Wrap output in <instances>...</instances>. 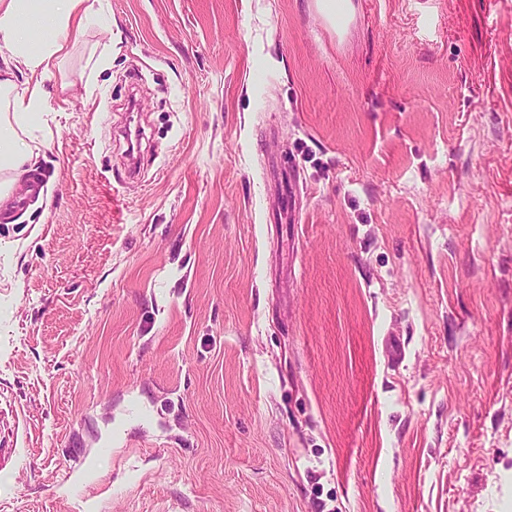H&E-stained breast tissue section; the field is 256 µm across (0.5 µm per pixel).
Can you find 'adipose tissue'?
<instances>
[{"instance_id":"1","label":"adipose tissue","mask_w":512,"mask_h":512,"mask_svg":"<svg viewBox=\"0 0 512 512\" xmlns=\"http://www.w3.org/2000/svg\"><path fill=\"white\" fill-rule=\"evenodd\" d=\"M96 13L93 0H0V49L9 53L0 69V201L37 155L26 138L47 110L43 79L67 53L72 33ZM28 72L32 83L18 86L14 72Z\"/></svg>"}]
</instances>
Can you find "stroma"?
<instances>
[{
  "instance_id": "35a3bbf8",
  "label": "stroma",
  "mask_w": 512,
  "mask_h": 512,
  "mask_svg": "<svg viewBox=\"0 0 512 512\" xmlns=\"http://www.w3.org/2000/svg\"><path fill=\"white\" fill-rule=\"evenodd\" d=\"M102 5L0 204V512H512V0ZM340 2V0L334 2L330 0H319L316 4L318 25L322 31L336 40V44L339 43L343 30L350 22ZM333 3L336 4V9L330 5Z\"/></svg>"
}]
</instances>
